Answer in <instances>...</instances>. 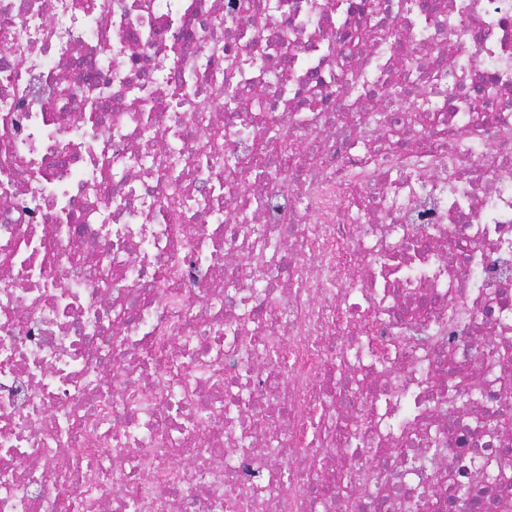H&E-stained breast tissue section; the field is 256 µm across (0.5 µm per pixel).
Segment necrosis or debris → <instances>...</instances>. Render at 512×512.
<instances>
[{
    "label": "necrosis or debris",
    "mask_w": 512,
    "mask_h": 512,
    "mask_svg": "<svg viewBox=\"0 0 512 512\" xmlns=\"http://www.w3.org/2000/svg\"><path fill=\"white\" fill-rule=\"evenodd\" d=\"M506 448L512 0H0V512H512Z\"/></svg>",
    "instance_id": "necrosis-or-debris-1"
}]
</instances>
